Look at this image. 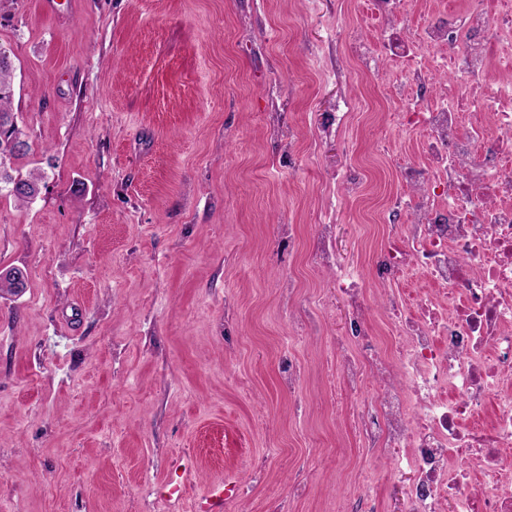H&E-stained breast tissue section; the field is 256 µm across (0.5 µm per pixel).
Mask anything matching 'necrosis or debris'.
<instances>
[{
    "instance_id": "4bbe7bcc",
    "label": "necrosis or debris",
    "mask_w": 512,
    "mask_h": 512,
    "mask_svg": "<svg viewBox=\"0 0 512 512\" xmlns=\"http://www.w3.org/2000/svg\"><path fill=\"white\" fill-rule=\"evenodd\" d=\"M416 38L429 54L403 83L423 93L437 69L451 77L439 102L412 109L424 161L400 167L411 223L388 238L376 275L418 270L428 285L385 293L384 342L359 271L336 269L359 347L337 343L336 388L355 400V434L397 449L383 477L402 480L403 512H512V82L491 75L512 61V0H466ZM466 106L492 124L463 123ZM372 379L385 389L369 397Z\"/></svg>"
}]
</instances>
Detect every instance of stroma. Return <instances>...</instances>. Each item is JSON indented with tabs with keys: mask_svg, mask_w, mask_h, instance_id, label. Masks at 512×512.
Instances as JSON below:
<instances>
[{
	"mask_svg": "<svg viewBox=\"0 0 512 512\" xmlns=\"http://www.w3.org/2000/svg\"><path fill=\"white\" fill-rule=\"evenodd\" d=\"M408 0L393 36L459 11ZM360 0H0L29 144L0 195V512H193L238 480L268 512H400L398 486L330 406L349 306L308 265L319 227L365 288L389 231L372 214L422 159L414 88L359 63ZM360 101L346 127L319 122ZM305 301L314 329L288 320ZM297 358V398L279 385ZM186 497L157 487L174 464Z\"/></svg>",
	"mask_w": 512,
	"mask_h": 512,
	"instance_id": "1",
	"label": "stroma"
}]
</instances>
